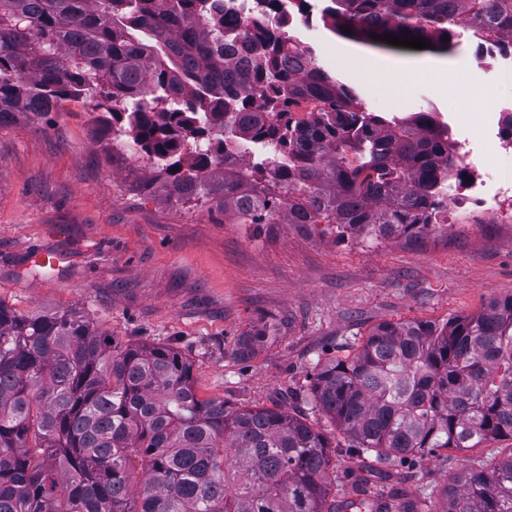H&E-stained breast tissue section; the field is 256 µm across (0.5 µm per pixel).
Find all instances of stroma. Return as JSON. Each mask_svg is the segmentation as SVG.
<instances>
[{
	"mask_svg": "<svg viewBox=\"0 0 512 512\" xmlns=\"http://www.w3.org/2000/svg\"><path fill=\"white\" fill-rule=\"evenodd\" d=\"M327 31L319 25L312 42L321 67L370 111L461 107L486 164L496 163L483 118L512 88L486 84L473 55L453 88L424 75L401 87L345 58ZM92 110L72 101L40 122L0 125V302L25 314L81 312L122 346L176 348L193 364L199 398L302 416L337 446L335 425L305 403L315 364L356 352L379 323H442L512 296V234L502 225L351 242L323 224H241L213 206L179 207L130 191L153 165L130 156L113 166L108 140L92 134ZM38 251L57 254L59 268L33 272ZM262 322L274 325L266 344L239 359V337ZM511 449L505 438L442 449L394 474L410 490L440 489Z\"/></svg>",
	"mask_w": 512,
	"mask_h": 512,
	"instance_id": "obj_1",
	"label": "stroma"
}]
</instances>
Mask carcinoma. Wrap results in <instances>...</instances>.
<instances>
[{"mask_svg":"<svg viewBox=\"0 0 512 512\" xmlns=\"http://www.w3.org/2000/svg\"><path fill=\"white\" fill-rule=\"evenodd\" d=\"M352 39L417 36L449 55L454 27L512 48V0H329ZM224 27V0H0V125L39 122L90 97L94 131L154 161L138 187L241 224H329L339 238L418 237L452 170L433 112H367L255 18ZM249 54L237 58L239 42ZM310 119L294 120L305 99ZM269 150L245 171L228 150ZM267 326L239 340L264 345ZM307 403L365 461L512 439V296L431 322H382L356 353L313 367ZM327 438L304 418L200 399L167 346L119 347L76 311L0 302V512H342ZM398 492L359 482L352 512H392ZM399 512H512V449Z\"/></svg>","mask_w":512,"mask_h":512,"instance_id":"obj_1","label":"carcinoma"}]
</instances>
